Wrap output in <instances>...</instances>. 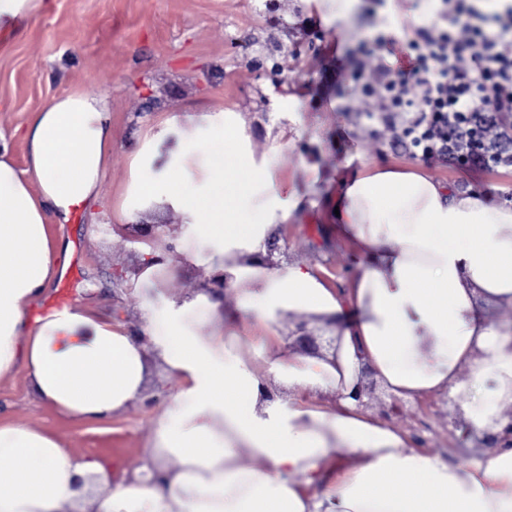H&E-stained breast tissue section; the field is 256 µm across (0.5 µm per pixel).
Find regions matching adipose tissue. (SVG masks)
<instances>
[{
    "label": "adipose tissue",
    "mask_w": 512,
    "mask_h": 512,
    "mask_svg": "<svg viewBox=\"0 0 512 512\" xmlns=\"http://www.w3.org/2000/svg\"><path fill=\"white\" fill-rule=\"evenodd\" d=\"M44 7L0 0V42ZM23 139L22 167L0 142V379L24 373L76 422L144 400L155 364L177 390L118 482L51 433L0 424V512H81L90 494L96 512H512V325L487 317L512 306V201L394 167L339 181L330 221L360 259L342 298L313 267L270 256L299 200L247 151L244 121L224 109L172 116L133 157L123 212L178 211L186 262L223 274L238 305L221 315L204 289L142 302L139 339L80 306L31 312L68 266L51 225L99 195L111 108L87 91L54 97ZM295 313L333 327L332 349L291 347L275 326ZM219 315L223 332L200 335ZM368 376L400 400L454 399L471 437L496 447L462 463L410 447L362 411ZM318 393L333 403H309Z\"/></svg>",
    "instance_id": "adipose-tissue-1"
}]
</instances>
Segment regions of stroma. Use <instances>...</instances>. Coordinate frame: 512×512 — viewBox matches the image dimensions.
<instances>
[{
	"label": "stroma",
	"instance_id": "1",
	"mask_svg": "<svg viewBox=\"0 0 512 512\" xmlns=\"http://www.w3.org/2000/svg\"><path fill=\"white\" fill-rule=\"evenodd\" d=\"M436 9L435 0H358L351 27L343 28L303 12L298 0H46L44 13L0 49V139L24 164L18 130L32 112L53 97L94 91L112 108V158L99 197L72 223L57 227L58 236L72 243L69 266L59 287L35 301V311L52 308L63 288L68 303L140 336L143 298L159 305L211 287L209 265L188 264L179 250L185 226L177 212L159 205L130 219L121 212L133 154L174 115L224 108L245 119L251 151L270 157L283 191L301 199L302 220L280 225L270 254L319 269L341 295L357 263L326 219L338 179L377 165L424 171L461 189L512 190V169L481 173L413 157L365 114L373 101L363 96L354 73L398 62L376 36L400 34L412 18ZM287 47L292 55H284ZM340 60L348 71L344 78L336 75ZM275 92L298 94L301 111H274ZM278 141L283 148L277 152ZM306 160L319 165L317 184L301 173ZM150 252L168 272L143 296L133 281ZM175 390V381L158 369L144 402L106 422L75 423L37 400L19 372L0 380V422L50 432L72 452L103 460L118 481L137 466L153 420ZM363 410L405 434L412 447L450 462L473 455L445 397L395 402L376 386Z\"/></svg>",
	"mask_w": 512,
	"mask_h": 512
}]
</instances>
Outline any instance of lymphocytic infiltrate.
Returning a JSON list of instances; mask_svg holds the SVG:
<instances>
[{
	"label": "lymphocytic infiltrate",
	"mask_w": 512,
	"mask_h": 512,
	"mask_svg": "<svg viewBox=\"0 0 512 512\" xmlns=\"http://www.w3.org/2000/svg\"><path fill=\"white\" fill-rule=\"evenodd\" d=\"M445 28L386 36L408 69L377 64L363 84L379 92L370 115L396 131L412 155L475 171L512 167V4L476 8L443 0Z\"/></svg>",
	"instance_id": "lymphocytic-infiltrate-1"
}]
</instances>
